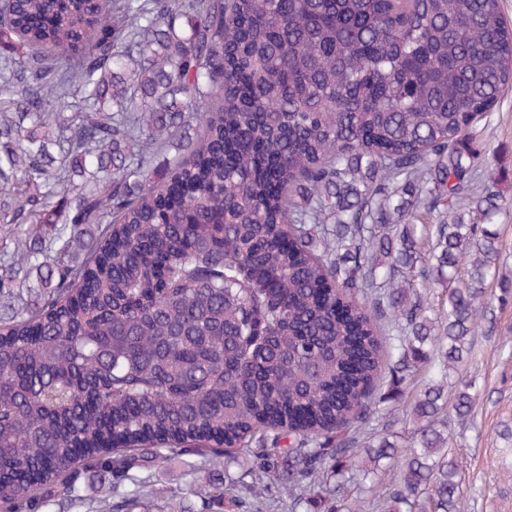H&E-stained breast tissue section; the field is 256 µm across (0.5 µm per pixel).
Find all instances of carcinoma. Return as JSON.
Returning a JSON list of instances; mask_svg holds the SVG:
<instances>
[{
    "instance_id": "cac0c4a2",
    "label": "carcinoma",
    "mask_w": 512,
    "mask_h": 512,
    "mask_svg": "<svg viewBox=\"0 0 512 512\" xmlns=\"http://www.w3.org/2000/svg\"><path fill=\"white\" fill-rule=\"evenodd\" d=\"M509 88L500 0H3L0 512L191 450L244 512H466ZM477 130L480 138L494 150L490 157L499 171V189L507 199L512 198V88L479 120Z\"/></svg>"
}]
</instances>
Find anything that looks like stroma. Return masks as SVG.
I'll list each match as a JSON object with an SVG mask.
<instances>
[{"label": "stroma", "mask_w": 512, "mask_h": 512, "mask_svg": "<svg viewBox=\"0 0 512 512\" xmlns=\"http://www.w3.org/2000/svg\"><path fill=\"white\" fill-rule=\"evenodd\" d=\"M477 129L493 152L499 189L512 198V88L479 120ZM497 224L503 266L500 279L486 292L493 323L491 329H478L475 355L465 370L475 384L471 411L465 420L452 423L451 446L461 461L469 512H512V444L498 434L501 422L512 421V212L499 216ZM143 480L149 481L161 505L175 498L193 512H240L237 502L213 498L204 503L194 495L197 485L224 483L223 469L211 468L195 455L169 468H132L116 483L114 505L124 507Z\"/></svg>", "instance_id": "stroma-1"}]
</instances>
